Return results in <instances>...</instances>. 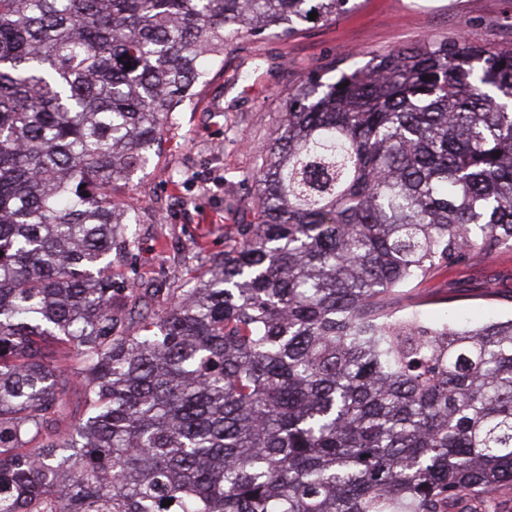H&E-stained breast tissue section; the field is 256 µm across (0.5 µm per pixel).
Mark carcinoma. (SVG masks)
Returning <instances> with one entry per match:
<instances>
[{"instance_id":"obj_1","label":"carcinoma","mask_w":512,"mask_h":512,"mask_svg":"<svg viewBox=\"0 0 512 512\" xmlns=\"http://www.w3.org/2000/svg\"><path fill=\"white\" fill-rule=\"evenodd\" d=\"M347 4L0 0V512H446L512 483V317L400 307L512 246V49L306 78L253 222L163 313L120 303L139 214L114 182L224 42Z\"/></svg>"}]
</instances>
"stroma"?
Here are the masks:
<instances>
[{"instance_id": "stroma-1", "label": "stroma", "mask_w": 512, "mask_h": 512, "mask_svg": "<svg viewBox=\"0 0 512 512\" xmlns=\"http://www.w3.org/2000/svg\"><path fill=\"white\" fill-rule=\"evenodd\" d=\"M461 38L511 46L512 0H349L347 11L294 36L226 42L223 66H209L197 97L172 113L160 155L118 184L140 222L133 250L113 256V272L151 295L154 312L164 310L168 288L230 247L235 225L251 222L250 174L303 79L425 41ZM411 295L431 324L451 314L471 325L512 315V247L435 269Z\"/></svg>"}]
</instances>
